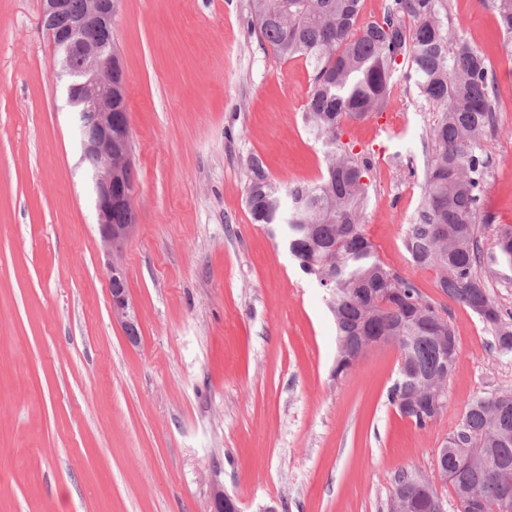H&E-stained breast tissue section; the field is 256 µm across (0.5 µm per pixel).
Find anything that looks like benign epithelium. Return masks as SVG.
Returning <instances> with one entry per match:
<instances>
[{"instance_id":"benign-epithelium-1","label":"benign epithelium","mask_w":512,"mask_h":512,"mask_svg":"<svg viewBox=\"0 0 512 512\" xmlns=\"http://www.w3.org/2000/svg\"><path fill=\"white\" fill-rule=\"evenodd\" d=\"M118 0H84L83 9L74 14L68 33L56 26L57 17L69 9L68 0H43L41 24L49 35L56 55L53 68L64 79V93L69 110L77 114L83 156H93L98 164L89 170L100 240L112 255L106 276L112 312L121 322L125 334L137 342L138 327L129 314L126 275L119 257L134 224L112 223L116 208L133 216L137 185L130 161V125L124 83L112 79L121 71L115 53L114 20ZM84 51V65L75 71L71 55L75 45ZM415 485L428 512H446L444 501L433 491L428 479L418 475ZM213 512H240L233 499L218 490L214 494Z\"/></svg>"}]
</instances>
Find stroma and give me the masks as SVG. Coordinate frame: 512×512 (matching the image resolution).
I'll return each mask as SVG.
<instances>
[{
  "instance_id": "obj_1",
  "label": "stroma",
  "mask_w": 512,
  "mask_h": 512,
  "mask_svg": "<svg viewBox=\"0 0 512 512\" xmlns=\"http://www.w3.org/2000/svg\"><path fill=\"white\" fill-rule=\"evenodd\" d=\"M250 0H119L135 230L121 257L140 340L113 318L106 256L40 26L41 0H0V512H387L397 475L428 478L476 396L512 387V357L436 288L403 240L423 199L437 108L415 77L348 122L372 160L364 232L378 256L445 306L459 358L444 414L419 428L389 403L397 347L335 375L329 294L283 227L252 223L248 162L313 183L323 145L304 125L312 69L250 27ZM450 29L488 59L497 130L478 234L512 226V42L489 0H444Z\"/></svg>"
}]
</instances>
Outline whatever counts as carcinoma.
Here are the masks:
<instances>
[{
    "mask_svg": "<svg viewBox=\"0 0 512 512\" xmlns=\"http://www.w3.org/2000/svg\"><path fill=\"white\" fill-rule=\"evenodd\" d=\"M499 28L512 36V0H492ZM443 0H391L380 20L360 21L362 0H252L254 30L282 59L313 69L305 125L324 148L325 170L314 183L283 188L251 160L246 203L255 224L282 225L301 270L330 292L336 320L335 374L351 365V338L365 329L396 337L398 377L389 400L419 428L434 421L430 378L458 361L455 331L409 279L386 265L363 232L369 203L367 156L341 141L344 124L387 106L402 67L438 110L430 136L424 200L404 246L413 261L438 271L437 287L470 309L492 332L499 353L512 354V313L490 295V274L512 268V230L497 250L480 244L478 221L493 128L486 57L441 19ZM440 468L457 512H497L512 499V388L467 403L440 453Z\"/></svg>",
    "mask_w": 512,
    "mask_h": 512,
    "instance_id": "carcinoma-1",
    "label": "carcinoma"
}]
</instances>
